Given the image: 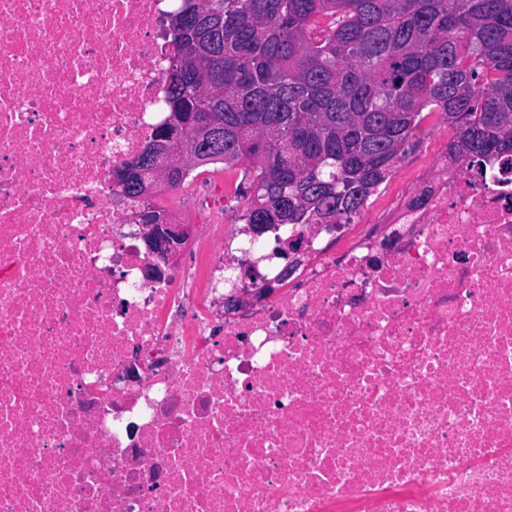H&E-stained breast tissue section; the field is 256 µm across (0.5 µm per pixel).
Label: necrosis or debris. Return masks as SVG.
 I'll return each mask as SVG.
<instances>
[{
	"instance_id": "1",
	"label": "necrosis or debris",
	"mask_w": 512,
	"mask_h": 512,
	"mask_svg": "<svg viewBox=\"0 0 512 512\" xmlns=\"http://www.w3.org/2000/svg\"><path fill=\"white\" fill-rule=\"evenodd\" d=\"M173 9L0 0V512H512V166L158 263ZM145 155L146 150L138 154L132 161L126 163L123 167L117 169L113 174V180L117 177L119 179L126 178L127 174H130V180H132L133 183L126 184L125 195H123L124 197L138 199L139 192H137L136 183L141 182L143 179L148 181L143 182L144 191L140 196V199L143 200L150 199L151 194L157 187L168 184L169 181L166 174L157 175L154 180L149 181L152 177L149 171L153 169H162L167 163L166 160H148ZM154 210L151 206H145L137 214L138 224L143 227V241L147 250L163 260L172 258L185 235L183 225L169 224V219L166 214H162L159 221L152 220L148 212ZM141 243L142 249H145Z\"/></svg>"
}]
</instances>
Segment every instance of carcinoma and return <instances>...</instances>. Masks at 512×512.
<instances>
[{
	"mask_svg": "<svg viewBox=\"0 0 512 512\" xmlns=\"http://www.w3.org/2000/svg\"><path fill=\"white\" fill-rule=\"evenodd\" d=\"M168 119L224 127L194 162L242 170L245 222L339 224L416 147L437 112L448 155L482 169L512 158V0H182L169 15ZM166 160L138 154L113 177L136 183Z\"/></svg>",
	"mask_w": 512,
	"mask_h": 512,
	"instance_id": "carcinoma-1",
	"label": "carcinoma"
}]
</instances>
